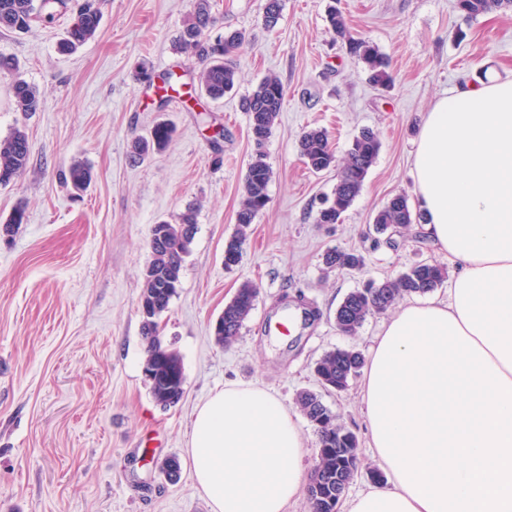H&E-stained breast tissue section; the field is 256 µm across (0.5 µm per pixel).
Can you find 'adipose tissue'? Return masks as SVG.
Listing matches in <instances>:
<instances>
[{"label":"adipose tissue","mask_w":512,"mask_h":512,"mask_svg":"<svg viewBox=\"0 0 512 512\" xmlns=\"http://www.w3.org/2000/svg\"><path fill=\"white\" fill-rule=\"evenodd\" d=\"M413 165L424 234L457 270L372 340L359 402L385 485L342 512H512V78L438 98ZM187 455L212 512H285L303 490L306 438L258 383L197 407Z\"/></svg>","instance_id":"adipose-tissue-1"}]
</instances>
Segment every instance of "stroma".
<instances>
[{
    "label": "stroma",
    "instance_id": "35a3bbf8",
    "mask_svg": "<svg viewBox=\"0 0 512 512\" xmlns=\"http://www.w3.org/2000/svg\"><path fill=\"white\" fill-rule=\"evenodd\" d=\"M209 3L210 36L240 31L246 43L235 56L237 86L223 100L201 98L196 112L177 96L156 106L168 71L200 67L176 44L194 0H102L95 36L69 55L57 42L70 17L0 30V53L43 97L41 111L17 112L11 79L0 77V138L21 128L30 147L25 173L0 186V224L25 208L23 223L0 228V512H211L186 458L198 404L237 381L294 406L298 392L317 388V359L338 347L368 353L389 318L370 315L356 336L341 335L334 313L348 292L419 263L455 269L424 236L369 227L393 195L416 202L415 141L435 100L492 71L512 78V10L467 18L456 0H281L270 29L266 0ZM332 7L389 57L387 85L333 38ZM269 75L284 86L265 146L269 203L228 270L224 244L237 230L253 155L241 100ZM161 122L174 129L167 151L133 162V139ZM314 128L329 132L340 158L362 129L381 143L337 224L314 221L336 183L335 170L315 173L301 160L299 138ZM76 160L94 175L78 196L62 183ZM191 204L196 233L159 318L185 377L182 399L165 408L142 375V272L153 225L175 222ZM336 248L361 252L364 268L326 272L323 256ZM246 280L258 289L255 307L227 349L213 326ZM285 318L296 330L280 343L274 329ZM172 457L181 467L174 482L159 470Z\"/></svg>",
    "mask_w": 512,
    "mask_h": 512
}]
</instances>
